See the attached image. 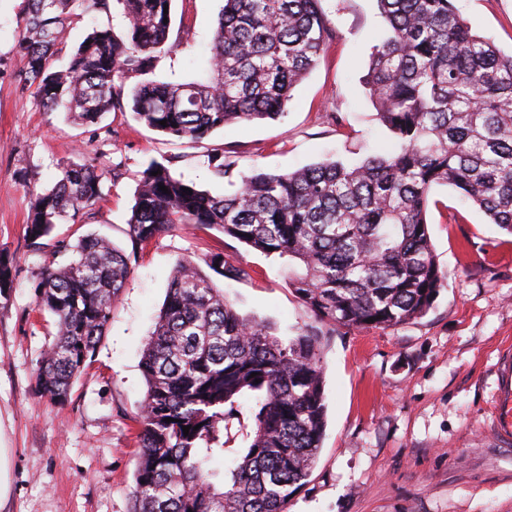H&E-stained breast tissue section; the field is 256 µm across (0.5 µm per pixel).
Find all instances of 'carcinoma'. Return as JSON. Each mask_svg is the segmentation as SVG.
Segmentation results:
<instances>
[{
  "label": "carcinoma",
  "mask_w": 512,
  "mask_h": 512,
  "mask_svg": "<svg viewBox=\"0 0 512 512\" xmlns=\"http://www.w3.org/2000/svg\"><path fill=\"white\" fill-rule=\"evenodd\" d=\"M114 2L126 36L98 23L53 68L67 30L111 15ZM320 2L224 0L211 56L190 81L127 84L175 51L173 0H27L16 47L44 111L96 124L128 109L158 132L197 142L285 114L336 38ZM377 2L387 30L372 47L364 85L398 150L281 174L235 175L215 157L214 177L234 187L224 195L151 161L127 220L131 252L91 233L67 247V264L40 273L37 304L55 317L38 367L42 395L67 399L111 321L131 256L178 226L215 229L284 259L289 285L319 322L358 329L401 325L433 307L444 278L426 222L434 187L455 188L512 234V54L473 31L452 0ZM102 178L91 164L66 166L52 187L33 193L32 243L57 224L88 223L103 200ZM204 263L212 274L191 258L176 262L143 349L132 512H288L326 426L319 330L306 325L283 338L241 315L212 275L244 279L249 270L222 252ZM247 395L258 399L253 435L227 480L209 463L224 459V433ZM188 425L198 430L183 433Z\"/></svg>",
  "instance_id": "obj_1"
}]
</instances>
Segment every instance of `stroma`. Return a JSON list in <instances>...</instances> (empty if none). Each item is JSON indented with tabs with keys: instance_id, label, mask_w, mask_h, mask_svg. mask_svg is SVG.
I'll return each mask as SVG.
<instances>
[{
	"instance_id": "35a3bbf8",
	"label": "stroma",
	"mask_w": 512,
	"mask_h": 512,
	"mask_svg": "<svg viewBox=\"0 0 512 512\" xmlns=\"http://www.w3.org/2000/svg\"><path fill=\"white\" fill-rule=\"evenodd\" d=\"M224 0H174L170 40L150 77L187 80L209 57ZM473 30L512 50V0H453ZM26 0H0V512H130L138 463L136 417L145 395L142 349L177 260L214 250L249 278H216L244 315L282 336L313 323L283 260L217 230L183 228L153 239L132 263L112 320L67 401L50 403L36 383L54 318L35 287L55 250L89 232L128 248L134 194L150 160L223 194L208 159L234 171L286 173L324 160L356 165L391 148L363 79L386 26L377 0H323L336 38L293 90L285 117L214 132L198 143L162 134L131 112L94 125L45 112L23 78L16 49ZM94 164L106 195L87 224H59L33 246V192L61 167ZM427 222L445 274L426 315L389 328H324L327 425L307 482L288 512H512V445L496 436L498 361L512 346V235L490 224L454 188L437 187Z\"/></svg>"
}]
</instances>
